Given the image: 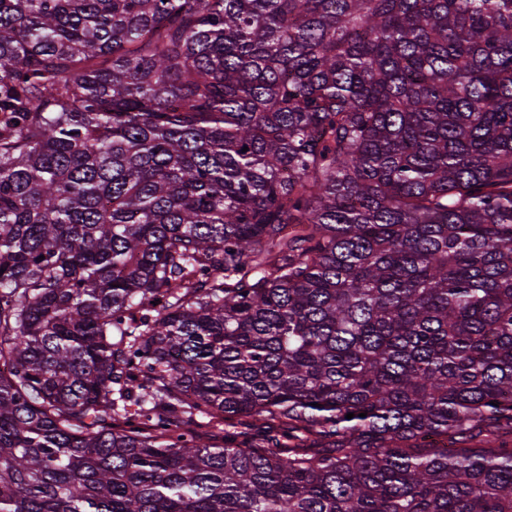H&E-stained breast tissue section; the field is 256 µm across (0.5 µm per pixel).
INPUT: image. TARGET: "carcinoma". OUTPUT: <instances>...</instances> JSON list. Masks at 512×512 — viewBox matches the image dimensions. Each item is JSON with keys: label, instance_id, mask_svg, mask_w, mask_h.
I'll list each match as a JSON object with an SVG mask.
<instances>
[{"label": "carcinoma", "instance_id": "obj_1", "mask_svg": "<svg viewBox=\"0 0 512 512\" xmlns=\"http://www.w3.org/2000/svg\"><path fill=\"white\" fill-rule=\"evenodd\" d=\"M1 269L0 512H512V0H0Z\"/></svg>", "mask_w": 512, "mask_h": 512}]
</instances>
